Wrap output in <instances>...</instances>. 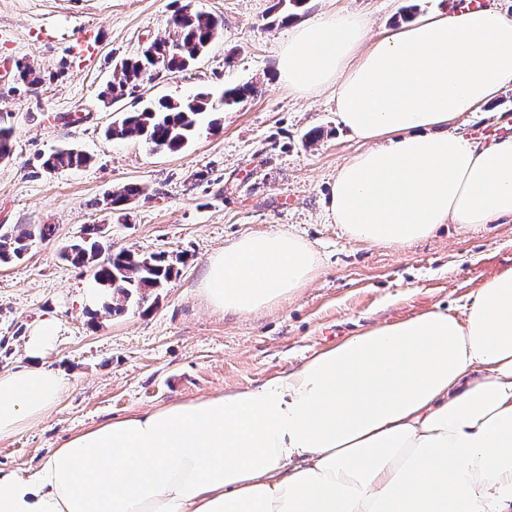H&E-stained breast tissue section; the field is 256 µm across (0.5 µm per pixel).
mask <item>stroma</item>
<instances>
[{
  "label": "stroma",
  "instance_id": "1",
  "mask_svg": "<svg viewBox=\"0 0 512 512\" xmlns=\"http://www.w3.org/2000/svg\"><path fill=\"white\" fill-rule=\"evenodd\" d=\"M276 0H192L222 21L220 35L186 72L164 73L137 93L103 103L112 61L167 37L177 0H0V117L13 154L0 161V225L49 227L24 256L0 266V371L21 364L34 327L54 318L47 354L67 389L39 422L0 438V469H38L69 437L138 411L224 390L256 387L315 352L369 326L440 304L462 315L484 280L512 269V223L473 230L456 224L400 249L351 241L326 208L341 166L363 148L337 120L333 90L294 95L276 63L290 25ZM405 0H306L296 22L343 10L366 16L370 36L400 27ZM98 39L92 61L71 47L85 29ZM41 77L17 82V64ZM252 83L257 95L218 112L221 128L177 152L136 137L111 140L120 113L197 92L220 98ZM512 135V87L488 109L463 116L457 132ZM76 144L87 165L46 172L42 158ZM127 184L141 189L121 214L100 207ZM90 224L113 250L164 255L178 271L167 287L124 312L89 303L86 269L59 257ZM286 230L309 243L313 281L281 305L230 316L209 305L201 283L209 258L257 231Z\"/></svg>",
  "mask_w": 512,
  "mask_h": 512
}]
</instances>
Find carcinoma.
Segmentation results:
<instances>
[{
	"instance_id": "cac0c4a2",
	"label": "carcinoma",
	"mask_w": 512,
	"mask_h": 512,
	"mask_svg": "<svg viewBox=\"0 0 512 512\" xmlns=\"http://www.w3.org/2000/svg\"><path fill=\"white\" fill-rule=\"evenodd\" d=\"M168 37L155 40L145 47L136 58L121 59L113 64L112 79L102 96L112 101L122 99L128 91L165 71L169 73L187 70L218 36L221 22L209 13L190 9L186 4L175 10L168 20ZM257 93L253 84H242L224 91L222 104L231 107ZM213 104L209 95L196 93L172 100L160 98L144 108L126 113L107 130L112 139L139 137L152 150L176 152L188 146L200 134L202 128L214 130L219 120L208 119ZM12 128L0 125V160L10 157L13 149ZM90 157L73 148H58L49 153L42 167L59 171L81 167ZM140 193L135 185H125L104 196L101 204L113 211ZM45 235L31 224H15L0 228V264L20 259L36 235ZM105 230L98 224L88 225L84 237L63 247L60 258L78 268L87 269L99 286L107 304L105 309L121 312L129 303H141L151 291L164 287L177 275L174 265L165 257L141 256L129 250L111 252L104 245Z\"/></svg>"
}]
</instances>
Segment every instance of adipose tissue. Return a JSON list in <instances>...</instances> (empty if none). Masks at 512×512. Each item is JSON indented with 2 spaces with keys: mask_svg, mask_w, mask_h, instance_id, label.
<instances>
[{
  "mask_svg": "<svg viewBox=\"0 0 512 512\" xmlns=\"http://www.w3.org/2000/svg\"><path fill=\"white\" fill-rule=\"evenodd\" d=\"M342 10L294 26L279 82L336 92L364 145L328 209L356 243L400 248L442 225L512 222V137L449 132L512 85V17L492 8L420 16L366 42ZM310 245L239 238L203 280L210 305L255 312L314 278ZM39 322L26 362L0 373V437L55 405ZM0 512H512V269L463 315L435 305L322 349L255 388L135 413L68 440L34 473L0 470Z\"/></svg>",
  "mask_w": 512,
  "mask_h": 512,
  "instance_id": "obj_1",
  "label": "adipose tissue"
}]
</instances>
